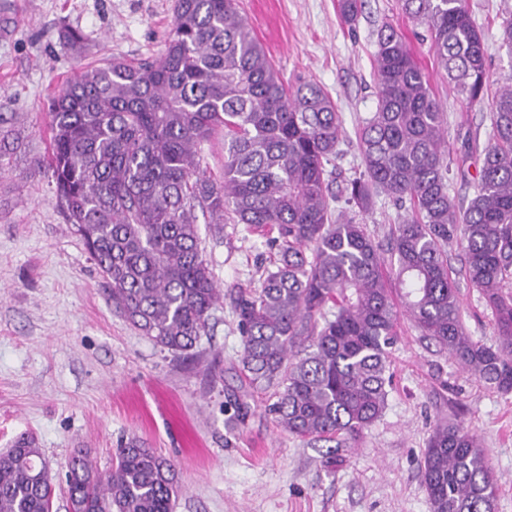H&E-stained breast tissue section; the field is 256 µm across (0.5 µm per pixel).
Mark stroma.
<instances>
[{
	"mask_svg": "<svg viewBox=\"0 0 512 512\" xmlns=\"http://www.w3.org/2000/svg\"><path fill=\"white\" fill-rule=\"evenodd\" d=\"M237 3L284 80L317 83L340 113L332 193L362 170L358 130L375 110L373 55L387 23L407 36L443 105L454 165L475 167L462 141L469 134L485 146L487 110L466 108L449 93L428 33L400 0H364L352 27L341 23L337 0ZM467 6L484 36L492 94L512 79V57L499 41L512 0ZM173 20L174 0H0V129L18 144L11 172L0 177V453L21 434L36 437L56 483L52 512H67L65 475L75 452L103 473L131 438L174 460L173 512H429L420 470L433 426L445 418L481 439L499 478L495 512H512V393L488 389L409 319H401L389 356L388 406L337 463L327 461L328 443L289 436L265 414L274 396L248 394L240 376L242 340L229 292L257 286L276 250L247 225L217 233L198 224L203 257L224 295L193 356L154 345L115 311L38 164L49 146L48 99L101 59L160 56ZM63 24L87 35L84 55L59 46ZM459 297L467 333L496 344L479 291L463 281Z\"/></svg>",
	"mask_w": 512,
	"mask_h": 512,
	"instance_id": "stroma-1",
	"label": "stroma"
}]
</instances>
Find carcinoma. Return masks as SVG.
Segmentation results:
<instances>
[{"mask_svg":"<svg viewBox=\"0 0 512 512\" xmlns=\"http://www.w3.org/2000/svg\"><path fill=\"white\" fill-rule=\"evenodd\" d=\"M427 27L432 49L463 102L484 101L486 50L466 0H401ZM351 26L362 0H338ZM58 43L82 55L69 25ZM375 111L358 132L364 170L346 180V207L330 192L343 127L317 84L291 90L235 0H175L165 51L138 64L109 58L51 96L56 206L110 285L112 306L175 355L193 350L221 298L203 258L197 213L246 224L278 247L255 288L231 294L250 389H275L266 406L290 435L336 447L384 413L389 348L406 314L422 335L489 389L512 393V81L489 103L492 137L472 196L449 194L448 127L404 35L377 32ZM224 129V177L203 170L200 146ZM15 152L0 136V176ZM383 195L410 212L395 225L390 259L359 217ZM490 310L499 341L473 340L461 321L448 246ZM400 296L394 297L389 279ZM420 481L430 512H495L499 484L479 438L441 419ZM69 512H173L176 466L136 440L93 475L75 454ZM53 478L37 443L0 455V512H52Z\"/></svg>","mask_w":512,"mask_h":512,"instance_id":"cac0c4a2","label":"carcinoma"}]
</instances>
